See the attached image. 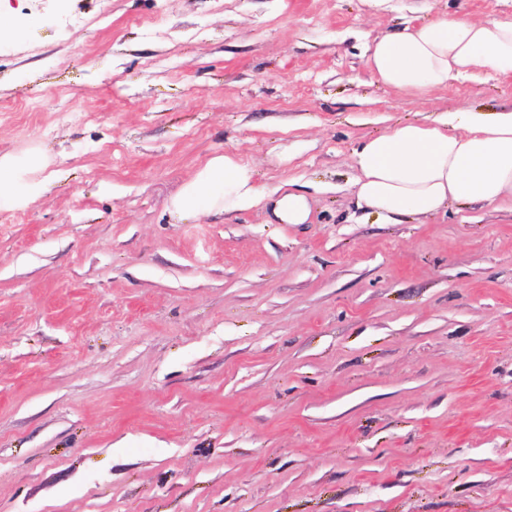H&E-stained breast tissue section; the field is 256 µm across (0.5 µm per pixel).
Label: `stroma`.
I'll return each instance as SVG.
<instances>
[{
  "label": "stroma",
  "instance_id": "stroma-1",
  "mask_svg": "<svg viewBox=\"0 0 512 512\" xmlns=\"http://www.w3.org/2000/svg\"><path fill=\"white\" fill-rule=\"evenodd\" d=\"M0 512H512V202L387 224L353 152L512 109V77L400 94L379 36L512 0H7ZM229 154L307 224L169 206ZM42 156L31 155L26 160L15 155H0V209L26 205L42 195L54 173L42 175Z\"/></svg>",
  "mask_w": 512,
  "mask_h": 512
}]
</instances>
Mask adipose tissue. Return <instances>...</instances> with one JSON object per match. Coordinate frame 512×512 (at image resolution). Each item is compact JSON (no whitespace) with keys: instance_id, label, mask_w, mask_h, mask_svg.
I'll return each instance as SVG.
<instances>
[{"instance_id":"1","label":"adipose tissue","mask_w":512,"mask_h":512,"mask_svg":"<svg viewBox=\"0 0 512 512\" xmlns=\"http://www.w3.org/2000/svg\"><path fill=\"white\" fill-rule=\"evenodd\" d=\"M366 66L391 89L424 93L453 78L512 76V19L439 16L374 39ZM363 207L385 222L434 216L453 202L512 200V111L458 116L433 124L398 123L364 138L354 151ZM43 157L0 155V208L42 195L50 182ZM257 206L282 224L308 223L309 196L296 185H257L250 167L229 155L210 158L171 202L174 215L206 218Z\"/></svg>"}]
</instances>
